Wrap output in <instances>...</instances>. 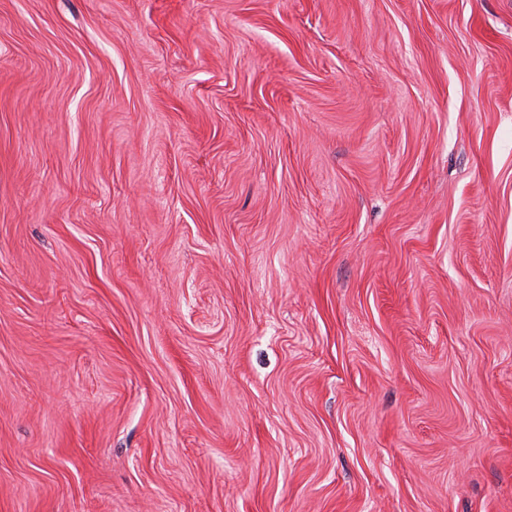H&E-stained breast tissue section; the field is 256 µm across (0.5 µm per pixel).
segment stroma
<instances>
[{"label":"stroma","mask_w":512,"mask_h":512,"mask_svg":"<svg viewBox=\"0 0 512 512\" xmlns=\"http://www.w3.org/2000/svg\"><path fill=\"white\" fill-rule=\"evenodd\" d=\"M0 512H512V0H0Z\"/></svg>","instance_id":"stroma-1"}]
</instances>
